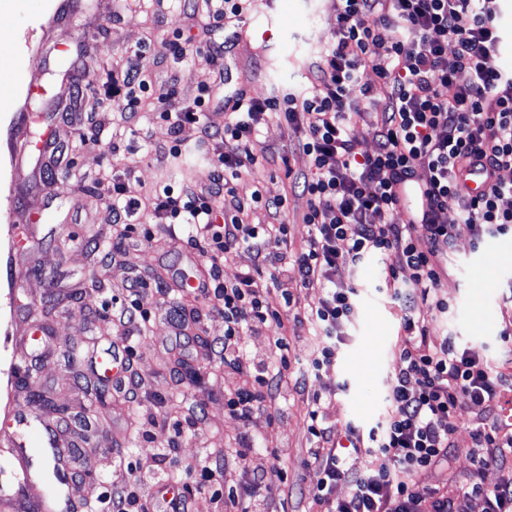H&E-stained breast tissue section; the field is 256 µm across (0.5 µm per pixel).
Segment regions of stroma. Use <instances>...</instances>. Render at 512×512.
<instances>
[{
	"mask_svg": "<svg viewBox=\"0 0 512 512\" xmlns=\"http://www.w3.org/2000/svg\"><path fill=\"white\" fill-rule=\"evenodd\" d=\"M217 0H0L9 27L0 31V82L12 85L11 101L0 105V486L8 485L16 460L11 440L18 411L37 408L64 441L77 445L66 490L79 512H107L113 490L131 492L151 506L158 479L174 482L185 512H224V493L200 486V465L222 471L227 484L243 479L253 458L232 455L243 428L261 438L263 458L288 465V483L277 488L273 512H306L305 493L318 471L307 466L309 436L305 393H319L330 425L374 423L386 410L384 383L398 364L402 336L397 301L381 291V272L395 254L371 258L354 274L362 289V316L346 331L328 373L306 381L305 392L288 390L249 424L230 415L224 393L239 384L222 359L224 317L203 301L181 293L186 281L210 283V264L188 228L170 230L152 208L129 219L133 237L150 230L152 239L135 246L120 239L105 203L113 174H121L125 196L140 200L170 186L174 190L209 183L210 160L222 150L224 99L237 89L254 97L304 93L325 48L336 40L335 0H256L241 29H225L213 13ZM278 27L263 32L268 18ZM186 39L185 57L165 44L175 33ZM86 61L80 77L84 113L71 125L59 120L70 94L69 66L75 52ZM139 52L155 87L171 89L168 107H192L208 89V121L172 133L152 108L126 118L112 97V74ZM369 104L351 130L360 152H372L383 92L374 74ZM97 135L98 145L85 136ZM69 142L66 162L50 166L45 143ZM300 134L272 117L260 130L261 165L239 180L237 194L250 199L287 195L288 240L301 244L308 228L301 217L305 196L289 191V174L308 167L298 148ZM182 143L172 158V139ZM36 215L32 236L14 245L15 202ZM512 235L491 237L473 247L461 236L448 260L441 293L447 316L430 315L432 335L456 336L479 359L500 362L511 345L500 336L512 310L501 295L512 283ZM149 294L150 320L138 329L121 319L131 284ZM45 332L29 340L31 326ZM120 349L124 391L101 385L96 359ZM479 406L461 400L456 448L448 464L417 476L418 491L454 487L472 469L471 431Z\"/></svg>",
	"mask_w": 512,
	"mask_h": 512,
	"instance_id": "35a3bbf8",
	"label": "stroma"
}]
</instances>
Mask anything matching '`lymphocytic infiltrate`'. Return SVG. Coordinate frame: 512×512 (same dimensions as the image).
Wrapping results in <instances>:
<instances>
[{
  "mask_svg": "<svg viewBox=\"0 0 512 512\" xmlns=\"http://www.w3.org/2000/svg\"><path fill=\"white\" fill-rule=\"evenodd\" d=\"M336 40L318 66L308 93L279 98L240 91L224 103V149L212 162L208 187L152 194L151 204L165 222L181 223L202 235L203 252L218 265L240 247L258 248L261 239H287L285 222L251 224L247 217L260 193L238 197L235 185L260 162V127L269 116L298 129L299 148L309 160L295 177L307 198L302 222L308 236L299 251L263 254L255 271L216 285L207 296L224 316V366L244 375L242 385L224 397L230 414L250 422L271 405L288 365V339L273 336L269 352L256 357L245 339L285 321L309 323L319 342L313 374L329 371L346 325L360 316L358 290L348 277L366 259L394 253L395 266L383 283L400 304L403 331L399 363L392 378L390 411L381 426L361 433L352 425L336 434L322 410L320 394L307 399L308 463L320 478L307 491L308 512H469L481 500L483 512H512V477L488 485L483 471L512 457V423L499 405L512 391V371L473 356L453 336L430 335L424 314H444L439 293L460 235L473 247L486 238L512 233V209L500 205L512 196V75L497 64L504 34L498 24L499 0H339ZM390 38H383V31ZM382 79L385 93L373 153L359 152L350 132L359 107L347 103L348 85L361 93L366 71ZM149 82L138 58H130L112 93L135 115ZM454 95H447V88ZM484 182L472 192L469 180ZM413 200L406 220L396 210ZM459 221L447 223L448 209ZM318 291L303 306L288 282ZM283 288L284 310H270L267 283ZM484 405L472 431L473 469L465 485L451 493L415 490V475L447 464L455 446L460 398ZM285 465L255 468L224 491V501L251 504L267 512L273 478ZM345 484V497L334 494Z\"/></svg>",
  "mask_w": 512,
  "mask_h": 512,
  "instance_id": "obj_1",
  "label": "lymphocytic infiltrate"
}]
</instances>
